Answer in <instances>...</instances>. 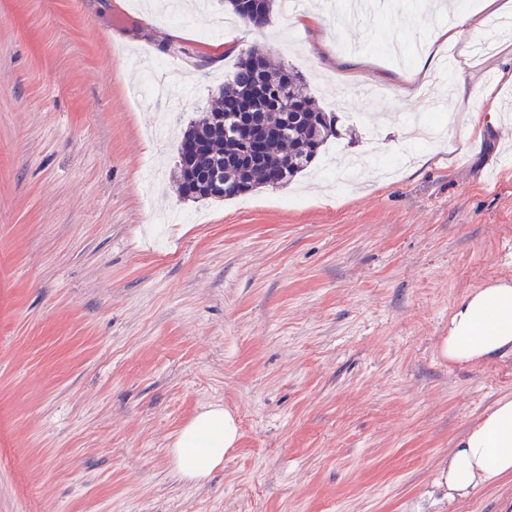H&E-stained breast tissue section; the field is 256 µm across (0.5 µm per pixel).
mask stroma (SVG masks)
Returning <instances> with one entry per match:
<instances>
[{
	"mask_svg": "<svg viewBox=\"0 0 512 512\" xmlns=\"http://www.w3.org/2000/svg\"><path fill=\"white\" fill-rule=\"evenodd\" d=\"M315 2L259 29L219 27L224 0L178 19L144 0H0V512H512V479L453 502L434 486L512 396L511 354L439 352L466 292L512 281V86L492 141L455 122L422 146L431 101L387 53L420 65L433 21L481 0H392L355 26ZM466 39L469 61L438 54L428 81L476 112L512 35ZM253 46L337 112L328 147L361 159L357 187L309 171L179 193L176 144L145 129L201 118ZM149 73L161 88L138 94ZM404 155L394 178L373 172ZM213 404L238 441L184 482L173 441Z\"/></svg>",
	"mask_w": 512,
	"mask_h": 512,
	"instance_id": "1",
	"label": "stroma"
}]
</instances>
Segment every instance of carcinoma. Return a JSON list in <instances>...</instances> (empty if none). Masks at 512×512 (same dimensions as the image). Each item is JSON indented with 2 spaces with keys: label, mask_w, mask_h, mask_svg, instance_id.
I'll return each mask as SVG.
<instances>
[{
  "label": "carcinoma",
  "mask_w": 512,
  "mask_h": 512,
  "mask_svg": "<svg viewBox=\"0 0 512 512\" xmlns=\"http://www.w3.org/2000/svg\"><path fill=\"white\" fill-rule=\"evenodd\" d=\"M259 82L268 87L271 98H257L253 115L278 127V134L266 143L263 160H246L245 146L237 134L238 113L214 108L183 132L181 143H203L193 171L177 164L183 196L226 199L261 186L290 183L308 170L330 138L336 136V113L324 111L307 95L304 78L297 71L272 62L257 48L237 57L230 78L219 87L218 99L224 102L242 96ZM217 182L224 184L221 193L216 192Z\"/></svg>",
  "instance_id": "carcinoma-1"
}]
</instances>
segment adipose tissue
<instances>
[{
	"label": "adipose tissue",
	"mask_w": 512,
	"mask_h": 512,
	"mask_svg": "<svg viewBox=\"0 0 512 512\" xmlns=\"http://www.w3.org/2000/svg\"><path fill=\"white\" fill-rule=\"evenodd\" d=\"M440 353L460 366L511 354L512 284L498 282L464 294L448 319ZM237 438L236 422L224 408L213 406L198 414L183 427L171 450L179 477L193 482L207 479ZM510 477L512 397L505 396L467 427L441 462L435 484L454 500Z\"/></svg>",
	"instance_id": "obj_1"
}]
</instances>
